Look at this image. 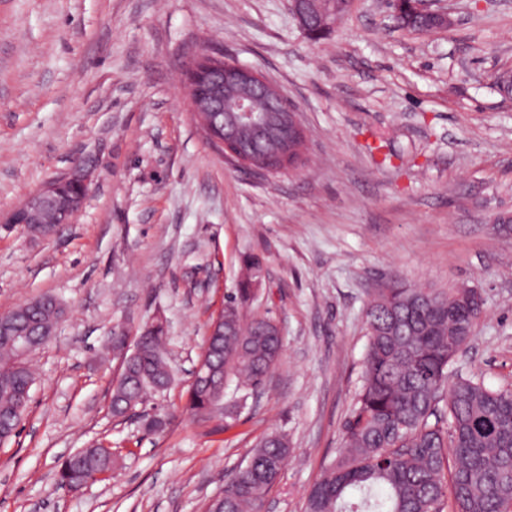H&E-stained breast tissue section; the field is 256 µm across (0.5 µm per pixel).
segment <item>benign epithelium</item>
Returning <instances> with one entry per match:
<instances>
[{
	"label": "benign epithelium",
	"instance_id": "1",
	"mask_svg": "<svg viewBox=\"0 0 512 512\" xmlns=\"http://www.w3.org/2000/svg\"><path fill=\"white\" fill-rule=\"evenodd\" d=\"M431 4L432 0H413L405 6L401 0H396L395 19L399 25L409 28L414 16L421 14L435 29L451 27V13L435 10ZM291 7L300 28L311 37L319 36L336 23L335 0H291ZM184 89L192 110L207 116V140L226 158H238L229 148L237 128L252 125L259 132L271 134L273 112L283 115L282 131L288 137L289 150L298 152L305 143V131L296 107L280 89L252 68L203 53L188 67ZM89 193L88 174L78 166L33 192L20 206L0 213V223L32 224L51 211L72 219L82 209Z\"/></svg>",
	"mask_w": 512,
	"mask_h": 512
}]
</instances>
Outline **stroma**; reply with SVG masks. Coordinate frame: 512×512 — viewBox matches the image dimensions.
<instances>
[{"label":"stroma","instance_id":"35a3bbf8","mask_svg":"<svg viewBox=\"0 0 512 512\" xmlns=\"http://www.w3.org/2000/svg\"><path fill=\"white\" fill-rule=\"evenodd\" d=\"M443 2L446 30H403L384 0H355L313 41L290 0H0V212L79 165L92 182L54 237L0 224V313L43 295L64 308L0 444V512H208L273 431L291 455L261 512H303L343 443L369 295L394 277L478 288L486 311L456 367L512 388V232L491 224L512 212V96L493 84L512 68V0ZM201 53L279 86L307 130L304 165L258 175L214 150L182 85ZM254 254L264 276L241 312L272 317L283 352L221 431L186 412V391ZM157 317L176 383L113 415L104 338ZM156 408L173 418L150 434ZM99 443L112 472L59 488L60 463Z\"/></svg>","mask_w":512,"mask_h":512}]
</instances>
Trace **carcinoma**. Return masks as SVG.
<instances>
[{
  "label": "carcinoma",
  "instance_id": "1",
  "mask_svg": "<svg viewBox=\"0 0 512 512\" xmlns=\"http://www.w3.org/2000/svg\"><path fill=\"white\" fill-rule=\"evenodd\" d=\"M238 148L245 156L256 155L258 137L241 130ZM263 272L264 259L249 257L237 293L225 297L218 323L208 326L202 359L213 374L193 381L188 398V410L200 420L217 412L232 417L263 388L280 360L283 339L275 321L246 320L240 309ZM462 292L392 280L373 295L366 310L361 384L344 445L308 490L303 512H512V390H492L451 370L484 313L466 305ZM62 315L55 297L41 296L0 314V321L33 325V343L40 346L46 342L41 331L55 328ZM135 339L132 348L124 328L106 338L120 358L111 396L116 416L136 414L176 381L163 319L139 328ZM232 378L243 395L230 405L224 403V388ZM34 381L31 356L0 333V418L7 424L0 442L15 435L26 410L22 397ZM289 455L288 435L269 433L248 467L224 484L211 510L222 502L223 512H260ZM115 462L110 448H81L60 464L57 483L66 491L81 490Z\"/></svg>",
  "mask_w": 512,
  "mask_h": 512
}]
</instances>
